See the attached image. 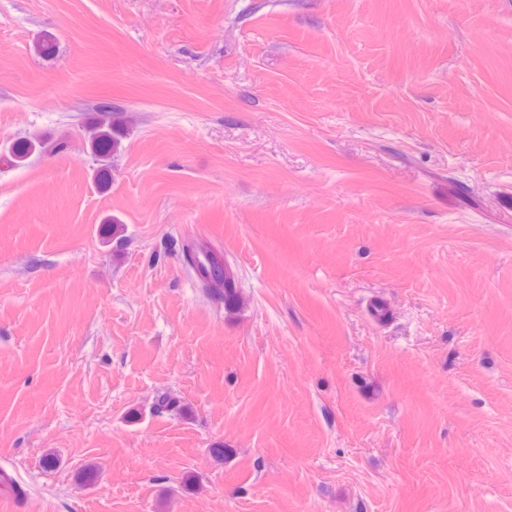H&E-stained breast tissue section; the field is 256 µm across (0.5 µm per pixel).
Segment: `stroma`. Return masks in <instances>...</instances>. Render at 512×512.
<instances>
[{
    "label": "stroma",
    "mask_w": 512,
    "mask_h": 512,
    "mask_svg": "<svg viewBox=\"0 0 512 512\" xmlns=\"http://www.w3.org/2000/svg\"><path fill=\"white\" fill-rule=\"evenodd\" d=\"M1 472L0 512H512V0H0ZM111 106L103 105V115L99 118L93 136L90 140V152L95 160L102 167L104 171L112 158V154L117 151L124 137V128L118 121H112V117L107 112L110 111ZM45 148V143L42 140H32L25 137L18 138L10 147L9 154L11 160H8V162L20 166L24 164L36 150L41 151ZM209 257L208 265L200 260L203 253L195 249H186L184 260L196 271L207 291L224 298V310L228 313L237 311L243 304L240 289L237 287L236 276L223 260L218 259L211 251L201 248Z\"/></svg>",
    "instance_id": "1"
}]
</instances>
